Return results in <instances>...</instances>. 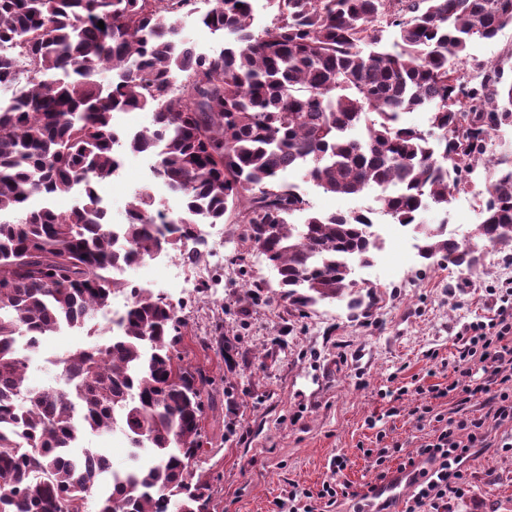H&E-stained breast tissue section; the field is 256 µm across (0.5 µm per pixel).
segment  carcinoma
<instances>
[{
  "mask_svg": "<svg viewBox=\"0 0 512 512\" xmlns=\"http://www.w3.org/2000/svg\"><path fill=\"white\" fill-rule=\"evenodd\" d=\"M268 2L274 19L256 30L252 0H212L200 24L224 33L213 56L183 34L191 0H0V43L17 49L0 56V92L27 72L24 96L0 98V216H15L0 219V512H86L93 494L96 512H216L195 469L208 381L184 365L175 308L115 269L199 242L201 225L230 212L289 305L346 294L361 305L352 262L379 249L373 223L360 210L313 212L283 174L300 169L340 197L375 188L381 212L422 236V259L473 265L447 225L421 216L448 210L488 140L512 126L503 69L469 78L450 64L512 26V0ZM135 110L151 113V127L122 143L115 114ZM414 110L431 130L403 122ZM122 148L158 149L154 176L185 217L166 224L145 187L115 231L96 181L119 168ZM492 167L482 239L512 247V160ZM79 185L67 212L29 207ZM127 289L109 340L57 358L63 386L25 385L42 337L84 326ZM116 429L149 456L98 494L108 458L73 447Z\"/></svg>",
  "mask_w": 512,
  "mask_h": 512,
  "instance_id": "carcinoma-1",
  "label": "carcinoma"
}]
</instances>
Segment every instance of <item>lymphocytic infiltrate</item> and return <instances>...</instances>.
<instances>
[{"mask_svg":"<svg viewBox=\"0 0 512 512\" xmlns=\"http://www.w3.org/2000/svg\"><path fill=\"white\" fill-rule=\"evenodd\" d=\"M496 308L492 317L467 323L459 333L461 347L452 362L457 379L447 386L432 385L408 389L402 386L385 390L391 406L389 415H396V403L408 392L429 394L431 401L412 410L418 421H435L437 427L431 441L417 450L416 456L392 463L385 446V431H378L374 450L376 478L360 490L350 482H323L312 492L290 486L274 501L276 512H318L346 502L353 503L354 512H364L377 500L380 487L390 484L396 474H406L413 480V493L404 505V512H447L450 498L463 495L468 487L463 462L485 441L487 420L512 423V282H503L495 291ZM459 392L469 396L487 397L488 411L475 417L450 409L448 414L434 412V400ZM378 501V500H377Z\"/></svg>","mask_w":512,"mask_h":512,"instance_id":"f902f5d3","label":"lymphocytic infiltrate"}]
</instances>
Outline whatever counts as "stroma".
<instances>
[{
	"label": "stroma",
	"mask_w": 512,
	"mask_h": 512,
	"mask_svg": "<svg viewBox=\"0 0 512 512\" xmlns=\"http://www.w3.org/2000/svg\"><path fill=\"white\" fill-rule=\"evenodd\" d=\"M482 64L503 67L512 80V26L470 46L464 72ZM154 163L153 154L126 149L119 172L102 179L112 223H124L135 192L145 186L157 206L178 210V199L154 180ZM489 176L480 169L447 210L427 211L424 221L447 223L460 243H471ZM288 180L325 215L378 206L374 189L346 198L323 192L298 173ZM374 230L383 245L372 264L356 272L364 298L357 308L341 299L295 310L282 298L275 271L242 241L230 214L224 217L223 259L208 245L195 266L171 254L170 263L182 265L184 273L200 266L211 273L210 283L193 295L169 288L163 294L186 324L183 359L206 373L215 403L202 422L208 442L197 471L216 492L217 512H272L288 484L315 491L337 475L332 462L339 456L346 461L342 479L359 488L373 482L376 471L365 454L375 445L370 417L385 416L386 444L405 455L431 437V428H417L407 413L387 416L389 404L378 392L453 381L447 364L457 355V333L465 323L491 315L488 291L512 280V248L481 241L469 270L427 268L409 229L390 225L376 211ZM106 325L99 316L89 328L66 327L45 337L30 363L29 384H58L53 358L89 344L90 331ZM510 438L512 426L489 425L484 447L464 464L468 490L449 499L448 512H512V453L500 449Z\"/></svg>",
	"instance_id": "stroma-1"
}]
</instances>
